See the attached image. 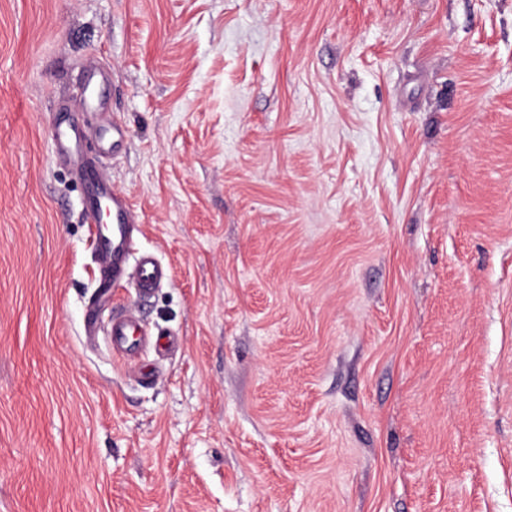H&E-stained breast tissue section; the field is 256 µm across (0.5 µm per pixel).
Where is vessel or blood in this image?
<instances>
[{
  "label": "vessel or blood",
  "mask_w": 512,
  "mask_h": 512,
  "mask_svg": "<svg viewBox=\"0 0 512 512\" xmlns=\"http://www.w3.org/2000/svg\"><path fill=\"white\" fill-rule=\"evenodd\" d=\"M103 89L96 65H89L84 81L82 109L97 110ZM56 141L72 156L80 158L78 176L83 185L82 208L96 225V254L102 286L120 285L129 271H136L140 293H148L162 275L153 253L134 250L135 210L127 197L113 191L99 165L82 161V133L69 119L55 124ZM108 334L113 350L126 353L145 338L147 331L129 316L113 318Z\"/></svg>",
  "instance_id": "b4317fda"
}]
</instances>
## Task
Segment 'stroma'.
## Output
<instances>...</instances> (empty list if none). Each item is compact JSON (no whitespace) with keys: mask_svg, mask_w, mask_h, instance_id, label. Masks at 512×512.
<instances>
[{"mask_svg":"<svg viewBox=\"0 0 512 512\" xmlns=\"http://www.w3.org/2000/svg\"><path fill=\"white\" fill-rule=\"evenodd\" d=\"M0 512H512V0H0ZM99 71L97 66L90 63L84 81V95L80 101V107L87 111H95L100 106V98L103 89L100 85ZM55 140L72 156L82 155V132L64 117L55 124ZM78 176L83 185L82 208L96 228V254L103 288L126 281L134 253V224L137 215L127 197L112 191V185L99 165L82 161ZM107 211L110 222L97 223V214ZM137 285L141 294H147L155 287L162 275L154 255L151 252L142 251L136 257ZM113 350L127 353L135 348L136 342L148 336V331L136 319L129 316H119L112 319L108 331Z\"/></svg>","mask_w":512,"mask_h":512,"instance_id":"1","label":"stroma"}]
</instances>
